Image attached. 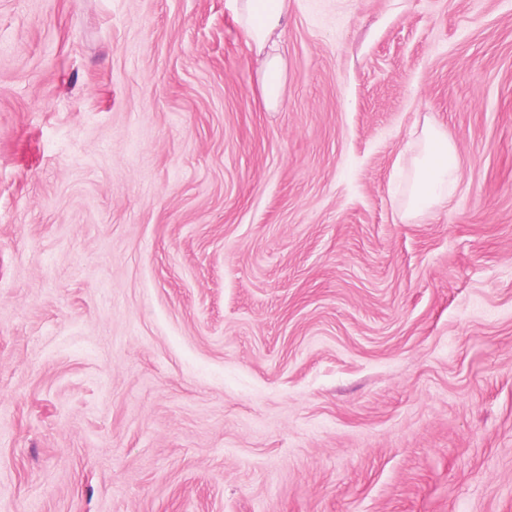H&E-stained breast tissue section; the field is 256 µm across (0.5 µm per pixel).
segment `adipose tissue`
Segmentation results:
<instances>
[{
  "label": "adipose tissue",
  "mask_w": 512,
  "mask_h": 512,
  "mask_svg": "<svg viewBox=\"0 0 512 512\" xmlns=\"http://www.w3.org/2000/svg\"><path fill=\"white\" fill-rule=\"evenodd\" d=\"M235 21L255 50L262 101L276 104L282 76L276 49L288 26V0H238ZM417 140L422 151L408 160L411 177L406 189V213L412 217L449 200L460 178L459 159L447 132L427 123Z\"/></svg>",
  "instance_id": "1"
}]
</instances>
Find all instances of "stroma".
<instances>
[{
    "label": "stroma",
    "instance_id": "1",
    "mask_svg": "<svg viewBox=\"0 0 512 512\" xmlns=\"http://www.w3.org/2000/svg\"><path fill=\"white\" fill-rule=\"evenodd\" d=\"M235 8L0 0V512H512V0ZM234 19L255 50L262 101L265 106L274 105L282 76V59L276 49L288 26V0H238ZM416 142L422 145L419 155L408 159L411 171L406 189V214L420 215L455 193L460 178V163L447 132L426 123Z\"/></svg>",
    "mask_w": 512,
    "mask_h": 512
}]
</instances>
